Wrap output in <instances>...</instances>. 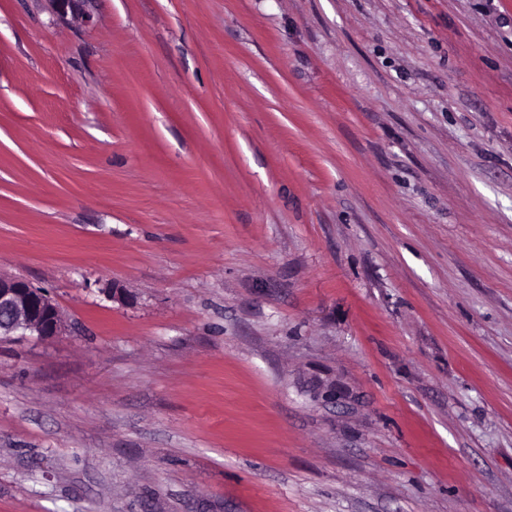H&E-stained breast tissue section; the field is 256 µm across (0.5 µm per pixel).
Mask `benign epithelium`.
<instances>
[{
	"instance_id": "7a95c632",
	"label": "benign epithelium",
	"mask_w": 512,
	"mask_h": 512,
	"mask_svg": "<svg viewBox=\"0 0 512 512\" xmlns=\"http://www.w3.org/2000/svg\"><path fill=\"white\" fill-rule=\"evenodd\" d=\"M60 19L77 16L91 21L86 6L91 0H47ZM65 330L55 301L46 289L26 280L0 273V340L10 336H37L51 339Z\"/></svg>"
}]
</instances>
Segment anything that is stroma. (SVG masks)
<instances>
[{
	"label": "stroma",
	"mask_w": 512,
	"mask_h": 512,
	"mask_svg": "<svg viewBox=\"0 0 512 512\" xmlns=\"http://www.w3.org/2000/svg\"><path fill=\"white\" fill-rule=\"evenodd\" d=\"M88 10L0 0L67 322L0 340V512H512V0ZM51 10L60 19H66L68 15L81 17L86 22L91 21V14L86 6L90 0H47Z\"/></svg>",
	"instance_id": "35a3bbf8"
}]
</instances>
